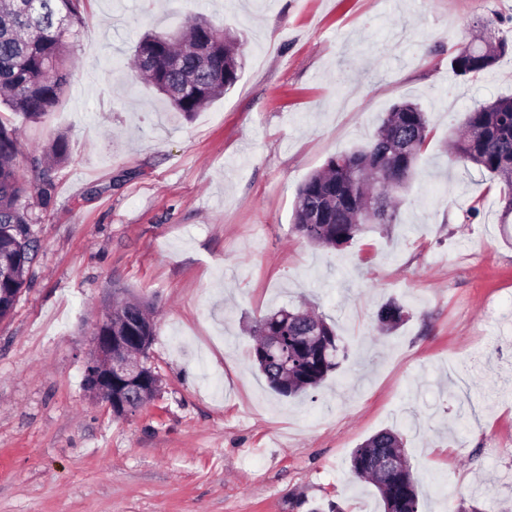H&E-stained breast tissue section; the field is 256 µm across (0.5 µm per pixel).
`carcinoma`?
I'll return each instance as SVG.
<instances>
[{
    "mask_svg": "<svg viewBox=\"0 0 512 512\" xmlns=\"http://www.w3.org/2000/svg\"><path fill=\"white\" fill-rule=\"evenodd\" d=\"M87 0H42L34 21H24L15 12V0H0V260L14 264V275L0 286L20 294L34 259V241L24 227L32 223L22 200L32 190L42 196L53 188L50 165L65 160L68 142L56 137L33 168L42 180L33 185L15 163L17 139L7 112H21L39 119L60 100L68 83L71 63L68 39L83 24ZM219 31L203 17L187 22L175 36L147 32L134 45L131 69L151 86L169 106L190 118L224 95L239 79L241 62L234 39L214 42ZM452 69L459 76L477 77L489 66L474 57L468 43L454 47ZM431 136L427 112L420 104L403 100L393 105L371 140L348 153L331 156L297 191L294 224L299 235L312 245L339 249L375 226L399 223L400 208L395 191L409 181L414 163ZM448 142L456 161L472 164L500 184L503 215L512 213V96H500L470 110L462 127L448 128ZM381 199V209L368 218L359 197ZM406 317L403 305L391 300L377 312L380 330L391 331ZM325 336V347L316 351L302 336L310 328ZM258 336L248 359L283 397L306 395L318 390L337 370L347 350L323 315L299 308L281 307L256 319ZM279 336L288 348L291 364L282 370L279 354L265 351L266 337ZM404 450L403 439L392 429H383L353 450L349 468L373 484L381 496L384 512L393 503L401 512H419V499L410 467L381 481L374 465L378 453Z\"/></svg>",
    "mask_w": 512,
    "mask_h": 512,
    "instance_id": "1",
    "label": "carcinoma"
}]
</instances>
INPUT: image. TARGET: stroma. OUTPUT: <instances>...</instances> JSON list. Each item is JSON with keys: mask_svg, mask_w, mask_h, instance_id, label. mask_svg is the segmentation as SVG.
I'll return each mask as SVG.
<instances>
[{"mask_svg": "<svg viewBox=\"0 0 512 512\" xmlns=\"http://www.w3.org/2000/svg\"><path fill=\"white\" fill-rule=\"evenodd\" d=\"M194 16L235 39L242 69L187 119L129 57ZM489 35L512 40V0H89L65 94L40 120L10 116L25 175L57 134L68 154L48 198L25 201L35 258L0 320V512H383L349 457L388 427L421 512H512V216L448 151L449 126L512 95L511 54L473 79L451 67L456 43ZM405 98L432 137L400 222L307 243L299 185ZM123 297L154 308L162 388L118 418L84 370ZM391 299L409 315L383 335ZM302 303L348 357L287 399L249 361L246 326Z\"/></svg>", "mask_w": 512, "mask_h": 512, "instance_id": "obj_1", "label": "stroma"}]
</instances>
